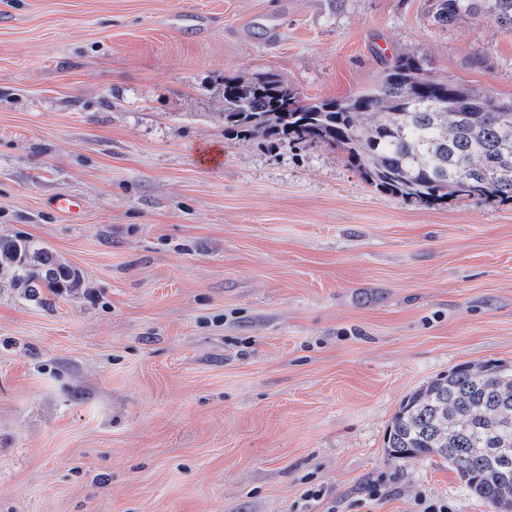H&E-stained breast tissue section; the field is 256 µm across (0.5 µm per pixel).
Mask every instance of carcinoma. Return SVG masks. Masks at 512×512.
Returning a JSON list of instances; mask_svg holds the SVG:
<instances>
[{
    "label": "carcinoma",
    "mask_w": 512,
    "mask_h": 512,
    "mask_svg": "<svg viewBox=\"0 0 512 512\" xmlns=\"http://www.w3.org/2000/svg\"><path fill=\"white\" fill-rule=\"evenodd\" d=\"M463 17L512 28V0H436L437 22ZM221 116L239 138L336 147L367 184L428 206L512 201V103L430 76L417 55L343 99L304 100L273 77L228 79ZM80 285L42 242L0 237V288L41 304L45 290L73 295ZM387 448L399 459L440 457L494 512H512V365L464 363L421 384L396 411Z\"/></svg>",
    "instance_id": "carcinoma-1"
}]
</instances>
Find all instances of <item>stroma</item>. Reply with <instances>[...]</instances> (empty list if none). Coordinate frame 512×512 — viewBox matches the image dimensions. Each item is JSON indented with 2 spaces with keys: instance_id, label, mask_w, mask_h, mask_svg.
Segmentation results:
<instances>
[{
  "instance_id": "stroma-1",
  "label": "stroma",
  "mask_w": 512,
  "mask_h": 512,
  "mask_svg": "<svg viewBox=\"0 0 512 512\" xmlns=\"http://www.w3.org/2000/svg\"><path fill=\"white\" fill-rule=\"evenodd\" d=\"M434 3L0 0V235L84 283L0 289V512H492L386 443L423 382L512 365V202L427 206L221 116L225 78L341 99L402 54L511 101L512 30Z\"/></svg>"
}]
</instances>
